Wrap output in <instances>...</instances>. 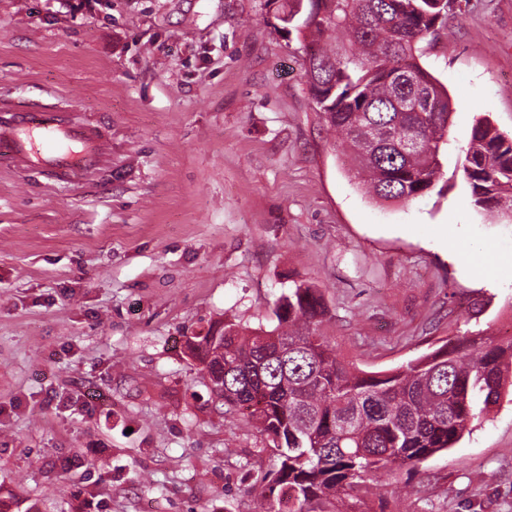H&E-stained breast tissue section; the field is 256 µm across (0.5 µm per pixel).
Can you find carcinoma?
<instances>
[{
    "label": "carcinoma",
    "mask_w": 512,
    "mask_h": 512,
    "mask_svg": "<svg viewBox=\"0 0 512 512\" xmlns=\"http://www.w3.org/2000/svg\"><path fill=\"white\" fill-rule=\"evenodd\" d=\"M274 28L296 31L312 99L341 135L352 176L384 202L443 178L447 90L419 63L447 27L448 0H267ZM460 169L475 207L512 218V137L486 118ZM318 288L295 282L270 330L226 322L186 338L228 410L245 409L272 443L269 512H367V477L410 470L453 447L512 386V340L469 336L386 373L367 372L318 333Z\"/></svg>",
    "instance_id": "obj_1"
}]
</instances>
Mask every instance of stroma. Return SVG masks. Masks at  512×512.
<instances>
[{"mask_svg": "<svg viewBox=\"0 0 512 512\" xmlns=\"http://www.w3.org/2000/svg\"><path fill=\"white\" fill-rule=\"evenodd\" d=\"M421 65L448 92L447 180L382 203L321 119L266 0H0V98L102 116L95 187L0 168V512H264L275 459L211 396L187 336L271 328L296 281L382 372L512 340V221L457 166L512 136V0H462ZM386 512H512V400L379 487Z\"/></svg>", "mask_w": 512, "mask_h": 512, "instance_id": "obj_1", "label": "stroma"}]
</instances>
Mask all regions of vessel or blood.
<instances>
[{
  "label": "vessel or blood",
  "mask_w": 512,
  "mask_h": 512,
  "mask_svg": "<svg viewBox=\"0 0 512 512\" xmlns=\"http://www.w3.org/2000/svg\"><path fill=\"white\" fill-rule=\"evenodd\" d=\"M112 155L97 126L73 123L67 112L0 100V158L19 170L41 166L58 180L87 185Z\"/></svg>",
  "instance_id": "1"
}]
</instances>
